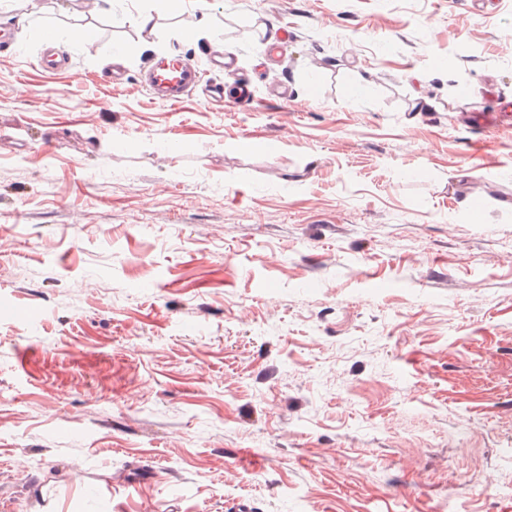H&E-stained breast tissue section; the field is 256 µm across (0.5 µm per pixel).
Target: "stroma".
Instances as JSON below:
<instances>
[{
  "mask_svg": "<svg viewBox=\"0 0 512 512\" xmlns=\"http://www.w3.org/2000/svg\"><path fill=\"white\" fill-rule=\"evenodd\" d=\"M85 2L0 0V512H512V0ZM219 58L222 60L216 59L214 57V58L210 59L209 63L213 66L223 69L224 78L233 81V84L236 87V93H235V96L233 97L232 101L237 102V101L244 100V101L254 102L256 100L255 95H254V92L249 88V86L243 85L241 83H236L237 73H236L235 61H234L233 56H231L230 54L224 53V57H219ZM235 100H237V101H235ZM144 72L150 89L171 104L180 103L202 79L199 62L181 54L156 56L147 62Z\"/></svg>",
  "mask_w": 512,
  "mask_h": 512,
  "instance_id": "1",
  "label": "stroma"
}]
</instances>
